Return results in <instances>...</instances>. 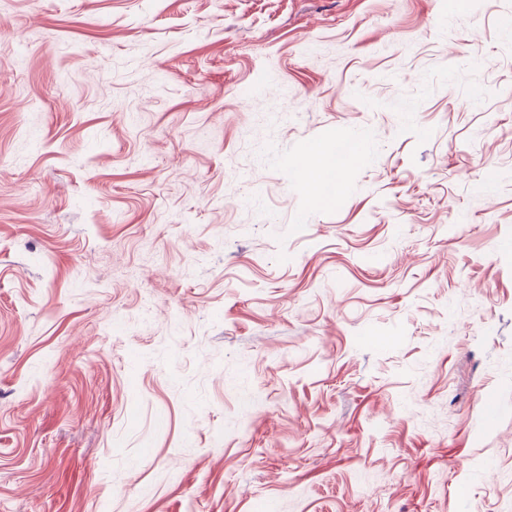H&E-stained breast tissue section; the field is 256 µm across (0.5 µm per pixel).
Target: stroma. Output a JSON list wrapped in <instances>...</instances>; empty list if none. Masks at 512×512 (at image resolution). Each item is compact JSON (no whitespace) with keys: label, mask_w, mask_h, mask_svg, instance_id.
I'll return each instance as SVG.
<instances>
[{"label":"stroma","mask_w":512,"mask_h":512,"mask_svg":"<svg viewBox=\"0 0 512 512\" xmlns=\"http://www.w3.org/2000/svg\"><path fill=\"white\" fill-rule=\"evenodd\" d=\"M511 19L0 0V512H512ZM339 146L332 149L321 144H310L298 166L308 191L318 202L331 203L336 200L339 186L335 171L350 164L356 157L355 145L347 146L342 153L338 150Z\"/></svg>","instance_id":"1"}]
</instances>
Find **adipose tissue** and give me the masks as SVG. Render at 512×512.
Here are the masks:
<instances>
[{
	"label": "adipose tissue",
	"mask_w": 512,
	"mask_h": 512,
	"mask_svg": "<svg viewBox=\"0 0 512 512\" xmlns=\"http://www.w3.org/2000/svg\"><path fill=\"white\" fill-rule=\"evenodd\" d=\"M355 157L356 149L352 146L341 151L316 143L308 145L298 170L316 201H335L339 190L335 172L353 162Z\"/></svg>",
	"instance_id": "1"
}]
</instances>
